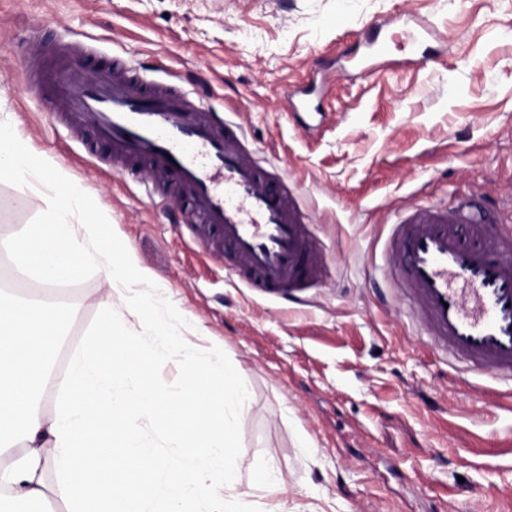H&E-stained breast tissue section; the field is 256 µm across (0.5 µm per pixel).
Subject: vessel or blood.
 <instances>
[{
	"label": "vessel or blood",
	"instance_id": "obj_1",
	"mask_svg": "<svg viewBox=\"0 0 512 512\" xmlns=\"http://www.w3.org/2000/svg\"><path fill=\"white\" fill-rule=\"evenodd\" d=\"M25 72L49 89L57 121L75 135L92 129L108 145L114 174L136 160L155 181H176L190 196L191 239L213 253L207 230L218 228L248 287L286 298L327 276L297 188L193 89H146L138 68L118 58L88 74L38 42ZM385 255L410 317L461 373L512 382V230L488 234L463 202L417 208L393 225Z\"/></svg>",
	"mask_w": 512,
	"mask_h": 512
}]
</instances>
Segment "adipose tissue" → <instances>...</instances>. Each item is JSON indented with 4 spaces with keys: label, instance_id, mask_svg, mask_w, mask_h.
Segmentation results:
<instances>
[{
    "label": "adipose tissue",
    "instance_id": "ef3b65f1",
    "mask_svg": "<svg viewBox=\"0 0 512 512\" xmlns=\"http://www.w3.org/2000/svg\"><path fill=\"white\" fill-rule=\"evenodd\" d=\"M62 335L57 305L0 293V458L9 463L1 500L23 512H45L48 498L68 512H213L235 479L232 417L244 415L247 393L230 367H197L191 350L179 393H162L151 369L158 352L112 331L104 309L96 340L73 359L66 398L53 415L38 407ZM159 422L178 460L157 455L140 431ZM55 483H47V473Z\"/></svg>",
    "mask_w": 512,
    "mask_h": 512
}]
</instances>
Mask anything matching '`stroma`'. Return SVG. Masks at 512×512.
<instances>
[{"mask_svg":"<svg viewBox=\"0 0 512 512\" xmlns=\"http://www.w3.org/2000/svg\"><path fill=\"white\" fill-rule=\"evenodd\" d=\"M374 28L387 52L354 74L346 53ZM424 28L418 60L406 34ZM41 36L86 44L87 70L117 57L147 65L148 82L200 83L298 188L328 276L289 306L246 287L231 247L194 251L170 221L186 195L165 183L154 204L138 166L114 175L106 144L55 120L21 60ZM295 83L314 90L317 115L285 98ZM0 120L94 199L190 322L185 340L220 347L244 379L221 512H512V383L456 376L389 293L381 258L409 208L464 198L512 227V0H0ZM46 206L41 188L0 183V240ZM0 276L63 307L58 375L105 306L141 327L102 274L45 286L0 249ZM271 462L276 491L256 481Z\"/></svg>","mask_w":512,"mask_h":512,"instance_id":"35a3bbf8","label":"stroma"}]
</instances>
